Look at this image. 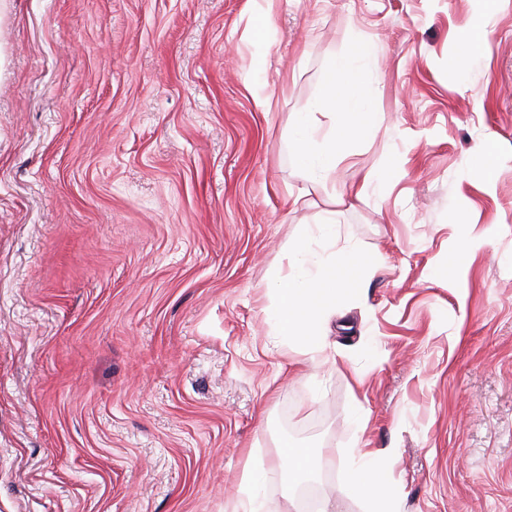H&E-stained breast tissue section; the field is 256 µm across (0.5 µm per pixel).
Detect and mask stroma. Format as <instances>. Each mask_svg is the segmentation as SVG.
<instances>
[{
	"label": "stroma",
	"mask_w": 512,
	"mask_h": 512,
	"mask_svg": "<svg viewBox=\"0 0 512 512\" xmlns=\"http://www.w3.org/2000/svg\"><path fill=\"white\" fill-rule=\"evenodd\" d=\"M255 9L0 0V512H241L251 458L289 512L296 444L318 512H512V0ZM359 41L378 129L319 177ZM303 233L367 265L316 363L269 317ZM368 73L362 69L336 66L322 75L324 97L317 106H331L344 112L347 119L326 137H318L310 120V112L298 114L295 145L298 163L319 176H327L336 169L337 148L347 140L366 136L378 127L376 112H366L364 90L368 83ZM317 456L313 448H287L282 452L279 463L288 467L289 473L293 476H302L314 469ZM351 488L368 496L383 493L387 489V483L376 468L364 467L353 476Z\"/></svg>",
	"instance_id": "obj_1"
}]
</instances>
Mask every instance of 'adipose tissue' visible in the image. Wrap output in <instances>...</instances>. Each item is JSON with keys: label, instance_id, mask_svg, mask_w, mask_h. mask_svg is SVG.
Segmentation results:
<instances>
[{"label": "adipose tissue", "instance_id": "obj_1", "mask_svg": "<svg viewBox=\"0 0 512 512\" xmlns=\"http://www.w3.org/2000/svg\"><path fill=\"white\" fill-rule=\"evenodd\" d=\"M369 76L366 71L340 66L326 70L322 75L325 95L323 104L344 112L346 119L328 136L318 137L309 113H299L295 145L298 163L323 176L336 169L338 147L347 140L365 136L378 126L376 113L366 111L364 90ZM292 250L295 264L284 277H276L277 303L271 318L284 336L311 337L312 351H323L318 334L321 315L336 301V292L344 287L345 271L363 267L362 258L350 250L334 253L330 261H320L311 247L309 235L294 238Z\"/></svg>", "mask_w": 512, "mask_h": 512}]
</instances>
